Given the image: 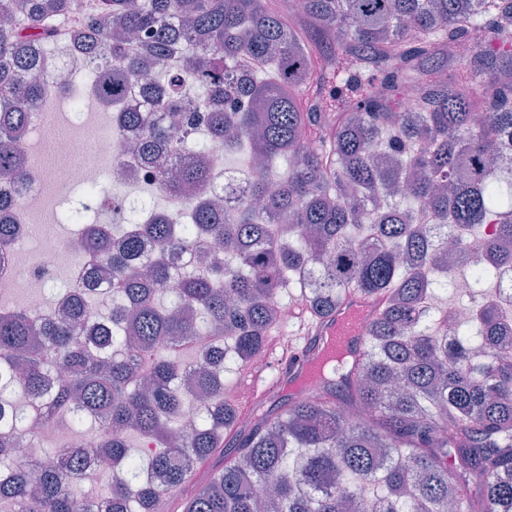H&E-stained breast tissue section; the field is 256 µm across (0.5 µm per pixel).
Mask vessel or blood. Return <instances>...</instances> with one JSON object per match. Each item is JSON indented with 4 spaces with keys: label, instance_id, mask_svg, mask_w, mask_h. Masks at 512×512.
Segmentation results:
<instances>
[{
    "label": "vessel or blood",
    "instance_id": "1",
    "mask_svg": "<svg viewBox=\"0 0 512 512\" xmlns=\"http://www.w3.org/2000/svg\"><path fill=\"white\" fill-rule=\"evenodd\" d=\"M373 312V304L356 296L349 297L341 308L315 329L289 343L287 353L281 354L275 361L276 371L252 375L237 403L238 411H248L255 397L279 389L289 379L304 376L315 366L316 356L335 345H343L355 353L361 352L363 339L360 324L369 320Z\"/></svg>",
    "mask_w": 512,
    "mask_h": 512
}]
</instances>
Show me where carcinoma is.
I'll list each match as a JSON object with an SVG mask.
<instances>
[{
    "label": "carcinoma",
    "instance_id": "carcinoma-1",
    "mask_svg": "<svg viewBox=\"0 0 512 512\" xmlns=\"http://www.w3.org/2000/svg\"><path fill=\"white\" fill-rule=\"evenodd\" d=\"M271 2L98 0L69 33L108 44L91 91L113 126L141 131L154 186L173 204L188 187L196 198L186 223L153 208L140 224L131 208L82 225L78 250L112 271L101 322L83 316L93 294L65 288L45 324L0 307V448L64 423L98 429L109 457L89 467L92 449L55 443L19 469L0 453V512H154L200 469L178 512H259L257 483L274 485L272 512H512V347L498 312L512 303V0ZM67 13L68 0H0V15L23 19L0 26V180L27 174L29 105L54 93L37 53ZM455 41L472 52L427 68ZM213 142L246 153L244 188L222 202ZM489 224L496 238L468 259H441L432 226L472 242ZM17 234L0 220V254ZM203 239L221 246L211 273L170 282L168 256ZM462 281L457 320L438 300ZM294 290L313 325L352 293L372 301L363 354L245 428L224 384L292 330L272 316ZM17 379L26 406L11 402ZM190 411L194 433L178 439ZM103 473L107 489L73 492Z\"/></svg>",
    "mask_w": 512,
    "mask_h": 512
}]
</instances>
